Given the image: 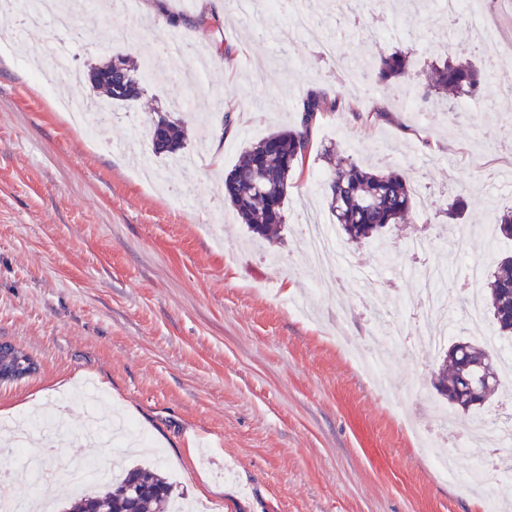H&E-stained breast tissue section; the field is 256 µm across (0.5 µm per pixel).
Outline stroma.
Masks as SVG:
<instances>
[{"mask_svg":"<svg viewBox=\"0 0 512 512\" xmlns=\"http://www.w3.org/2000/svg\"><path fill=\"white\" fill-rule=\"evenodd\" d=\"M93 0L74 30L13 28L0 21V342L31 355L37 372L0 384V422L32 421L31 443L65 426L50 467L58 484L37 482L27 458L9 461L10 489L29 502L63 500L69 470L92 461L89 490L113 463H158L176 497L195 512H486L512 504V447L482 481L462 485L483 454L472 434L492 423L512 377L482 411L448 407L432 385L436 351L415 308L424 285L407 251L444 224L454 198L467 203L466 259L438 238L430 258L446 263L454 311L449 339L471 335L457 304L467 261L494 269L512 240L488 242L484 228L512 207V184L487 168L512 165V101L496 79L459 114L422 102L432 62L470 47L466 17L434 0H358L353 13L331 0H275L251 15L238 0ZM218 26L194 21L200 10ZM303 15L336 39L342 56L411 48L412 77L365 94L304 33L282 31ZM177 16L170 25L169 16ZM180 40L178 69L195 115L178 156L151 151L148 128L172 110L175 70L146 78L134 102L112 107L122 149H105L71 124L62 102L92 96L89 84L58 73L35 79L55 55L85 71L112 54L142 59ZM238 53L225 69L216 52ZM329 87L346 103L312 133L304 170L293 171L276 243L256 242L224 198L223 178L252 143L294 127L307 89ZM388 103L393 120L366 116ZM238 107L222 133L219 104ZM366 166L386 159L408 172L418 203L381 247L351 246L360 269L383 261L399 275L365 291L328 255L312 264L302 235L305 210L331 223L321 180L325 148ZM405 319L408 341L382 358L380 375L357 359L371 335ZM446 413L458 480L442 477L419 436Z\"/></svg>","mask_w":512,"mask_h":512,"instance_id":"obj_1","label":"stroma"}]
</instances>
